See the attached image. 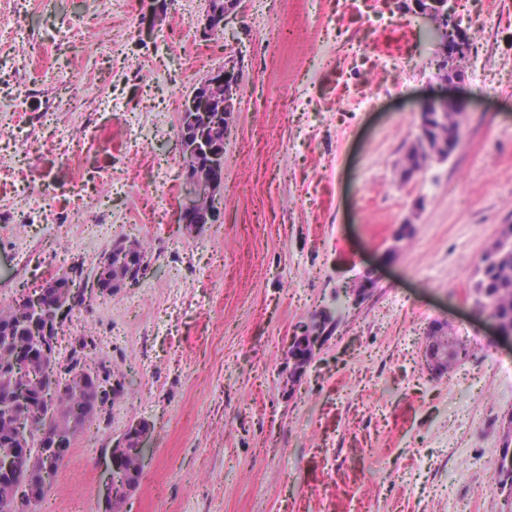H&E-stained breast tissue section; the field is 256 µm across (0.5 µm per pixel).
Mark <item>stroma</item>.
<instances>
[{
    "label": "stroma",
    "mask_w": 512,
    "mask_h": 512,
    "mask_svg": "<svg viewBox=\"0 0 512 512\" xmlns=\"http://www.w3.org/2000/svg\"><path fill=\"white\" fill-rule=\"evenodd\" d=\"M205 5L0 0V303L153 229L156 272L59 339L65 357L92 337L127 389L62 496L100 512L112 442L143 419L154 452L122 512H512L493 465L512 341L472 294L512 225V0H456L471 50L448 86L409 0H241L207 40ZM230 57L217 215L190 230L180 112ZM444 95L459 145L403 179ZM367 268L376 288L286 387L299 325ZM437 321L469 355L435 376Z\"/></svg>",
    "instance_id": "1"
}]
</instances>
